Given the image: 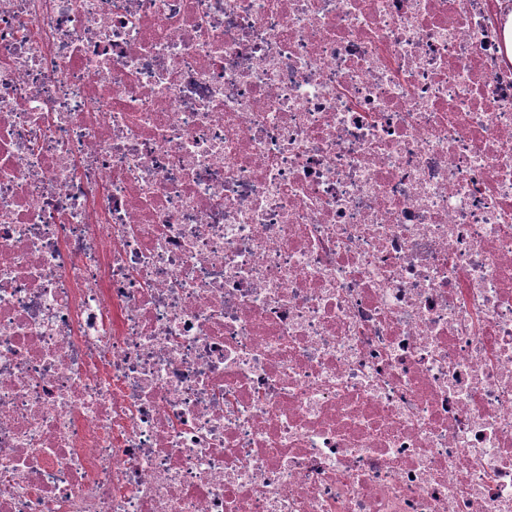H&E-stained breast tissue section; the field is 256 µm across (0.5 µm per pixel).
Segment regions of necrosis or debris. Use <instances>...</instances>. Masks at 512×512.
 <instances>
[{
	"mask_svg": "<svg viewBox=\"0 0 512 512\" xmlns=\"http://www.w3.org/2000/svg\"><path fill=\"white\" fill-rule=\"evenodd\" d=\"M512 0H0V512H512Z\"/></svg>",
	"mask_w": 512,
	"mask_h": 512,
	"instance_id": "obj_1",
	"label": "necrosis or debris"
}]
</instances>
